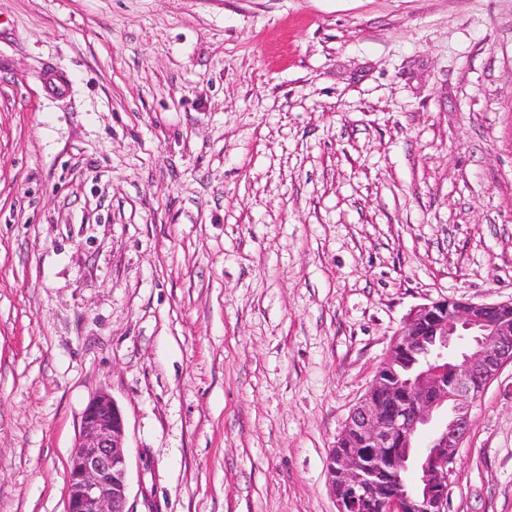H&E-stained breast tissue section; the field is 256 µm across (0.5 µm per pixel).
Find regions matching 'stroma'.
I'll list each match as a JSON object with an SVG mask.
<instances>
[{
    "label": "stroma",
    "instance_id": "stroma-1",
    "mask_svg": "<svg viewBox=\"0 0 512 512\" xmlns=\"http://www.w3.org/2000/svg\"><path fill=\"white\" fill-rule=\"evenodd\" d=\"M446 296L512 299V0H0V512H65L101 393L127 512H336ZM448 512H512V364Z\"/></svg>",
    "mask_w": 512,
    "mask_h": 512
}]
</instances>
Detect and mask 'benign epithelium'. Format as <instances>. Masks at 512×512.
<instances>
[{
	"label": "benign epithelium",
	"mask_w": 512,
	"mask_h": 512,
	"mask_svg": "<svg viewBox=\"0 0 512 512\" xmlns=\"http://www.w3.org/2000/svg\"><path fill=\"white\" fill-rule=\"evenodd\" d=\"M419 336L437 345L435 362L411 380L390 381L396 357L414 347ZM508 364L512 299L472 303L442 297L413 309L340 433L358 438L362 448L330 455L328 486L336 512H354L364 497L371 483L369 458L381 459L392 474L420 473L412 494L399 488L387 493L385 512H448L449 476L467 433L470 406ZM442 408L448 411L446 423L431 436L425 455L415 456L414 437ZM81 433L67 464V512H125V425L110 395L88 402Z\"/></svg>",
	"instance_id": "obj_1"
}]
</instances>
